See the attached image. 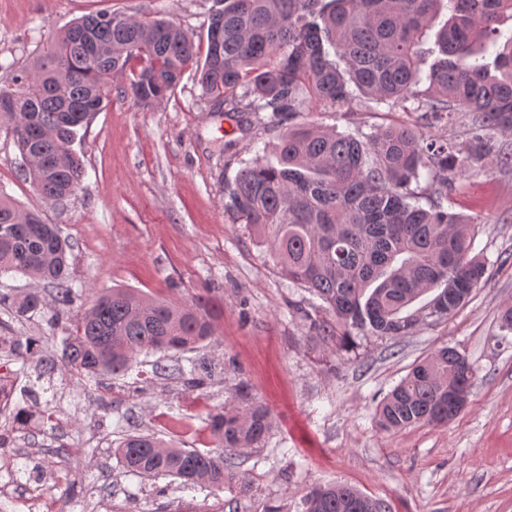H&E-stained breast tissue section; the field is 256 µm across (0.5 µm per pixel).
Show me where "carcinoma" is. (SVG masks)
Returning <instances> with one entry per match:
<instances>
[{"mask_svg": "<svg viewBox=\"0 0 512 512\" xmlns=\"http://www.w3.org/2000/svg\"><path fill=\"white\" fill-rule=\"evenodd\" d=\"M447 23L438 56L419 90L421 40L438 5ZM199 56L194 37L175 22L101 11L48 38L31 67L0 78V129L26 162L25 180L37 194L63 200L85 176L74 144L92 116L110 102L112 78L126 71L120 94L148 106L167 97L195 69L213 105L255 117L280 130L277 163L257 155L227 190L239 224L255 228L280 273L318 297L336 324L323 339L343 346L351 330L403 336L426 318L445 319L461 307L486 273L472 255L476 225L443 202L466 164L446 140L389 124L372 132L339 133L293 119L318 107L350 112L364 99L415 111L429 121L473 112V155L509 166L494 134H512V0H217ZM427 180L421 182V171ZM70 246L54 224L0 192V274L44 281L60 310L78 292L69 283ZM435 292L424 314L406 309ZM20 317L36 314L45 298L10 300ZM215 337L211 308L197 298L173 304L127 288L100 295L64 338L62 364L86 380L119 375L142 352L191 351ZM36 339L17 336L21 359ZM463 355L446 346L416 363L382 399L377 423L400 431L453 420L455 399L468 397L472 377L460 373ZM210 380L199 361L183 374L189 391ZM237 405L209 414L217 446L258 448L271 427L267 407L248 386ZM126 471L169 476L191 488L232 487V456L181 448L150 434L126 435L115 449ZM306 512H391L382 499L343 484L314 490Z\"/></svg>", "mask_w": 512, "mask_h": 512, "instance_id": "obj_1", "label": "carcinoma"}]
</instances>
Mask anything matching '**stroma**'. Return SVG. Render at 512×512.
Here are the masks:
<instances>
[{
  "mask_svg": "<svg viewBox=\"0 0 512 512\" xmlns=\"http://www.w3.org/2000/svg\"><path fill=\"white\" fill-rule=\"evenodd\" d=\"M215 0H0V76L29 67L39 47L75 19L101 10L160 15L205 40ZM306 121L338 131L390 123L448 139L470 158L469 177L448 208L473 215V253L485 277L447 319L412 334L355 333L346 347L321 337L332 316L306 288L285 279L267 245L227 211L225 189L258 148L274 157L278 134L220 115L185 74L170 97L144 107L113 96L74 145L83 156L81 190L62 201L36 194L11 137L0 131V189L57 225L72 244L79 295L57 312L47 305L17 317L0 305V379L31 413L11 447L0 448V512L31 502L55 512L72 499L83 512H304L326 484H348L387 501L392 512H512V169L473 160L472 115L424 123L386 106L328 109ZM115 287L184 303L210 297L217 342L188 352L143 353L125 375L71 376L62 338L96 297ZM38 336L28 359L9 340ZM474 369L468 403L452 421L398 432L379 428L375 407L411 365L441 346ZM210 363L201 390L181 374ZM269 409L262 447L236 456V486L181 488L171 477L126 472L113 454L131 432L213 449L208 413L235 404L239 383Z\"/></svg>",
  "mask_w": 512,
  "mask_h": 512,
  "instance_id": "obj_1",
  "label": "stroma"
}]
</instances>
